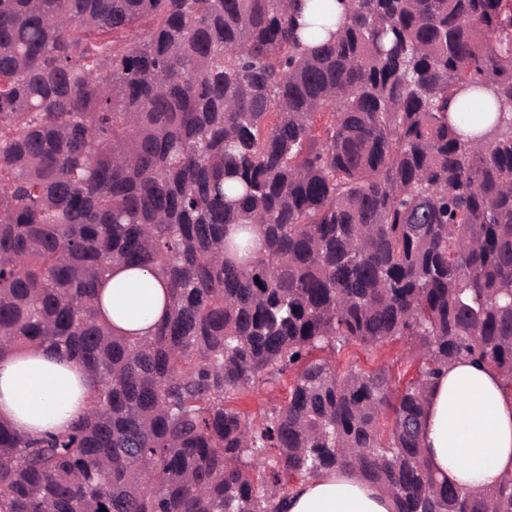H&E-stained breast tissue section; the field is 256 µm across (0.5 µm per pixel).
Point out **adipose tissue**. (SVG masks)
I'll return each instance as SVG.
<instances>
[{"label": "adipose tissue", "mask_w": 512, "mask_h": 512, "mask_svg": "<svg viewBox=\"0 0 512 512\" xmlns=\"http://www.w3.org/2000/svg\"><path fill=\"white\" fill-rule=\"evenodd\" d=\"M167 288L145 269L117 268L102 289L101 319L118 335L145 336L166 315ZM89 384L77 364L32 348L0 356V420L31 438L67 429L87 407ZM423 453L440 479L480 492L512 478V398L497 375L455 361L428 393ZM288 512H394L392 498L351 471L302 483Z\"/></svg>", "instance_id": "obj_1"}]
</instances>
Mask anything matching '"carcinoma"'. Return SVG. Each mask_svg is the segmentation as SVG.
I'll return each instance as SVG.
<instances>
[{
  "label": "carcinoma",
  "mask_w": 512,
  "mask_h": 512,
  "mask_svg": "<svg viewBox=\"0 0 512 512\" xmlns=\"http://www.w3.org/2000/svg\"><path fill=\"white\" fill-rule=\"evenodd\" d=\"M300 2L0 0V355L92 384L63 433L0 421V512H277L345 469L395 512H512L422 454L440 370L512 391V0H347L337 32L310 0L303 34ZM116 267L166 283L152 335L101 320ZM400 341L401 389L315 355ZM293 375V373H286L279 383L257 382L248 387L234 405L259 421L264 414L270 413L274 408L288 401V389L293 381Z\"/></svg>",
  "instance_id": "carcinoma-1"
}]
</instances>
